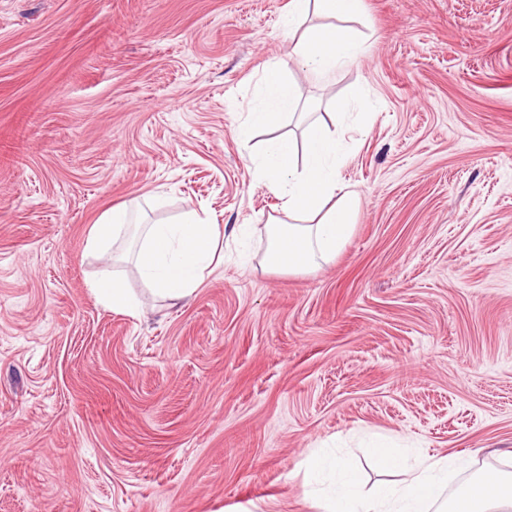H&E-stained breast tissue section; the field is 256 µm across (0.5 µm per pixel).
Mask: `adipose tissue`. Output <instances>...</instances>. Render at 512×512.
Masks as SVG:
<instances>
[{"label": "adipose tissue", "instance_id": "obj_1", "mask_svg": "<svg viewBox=\"0 0 512 512\" xmlns=\"http://www.w3.org/2000/svg\"><path fill=\"white\" fill-rule=\"evenodd\" d=\"M360 9L361 0H291L289 26L312 13L326 20L298 39L292 49L296 63L322 80L356 64L367 47L347 23ZM262 82L266 97L261 109L235 129L244 141L259 130L267 134L252 160V175L278 200L281 215L264 226L262 265L275 272L310 270L335 259L349 239L359 196L339 180L340 141L321 117L310 118L303 140L283 132V119L296 113L299 99L282 67L267 68ZM223 244L221 226L195 211L175 224H134L125 208L114 207L87 230L86 252L104 261L89 287L108 310L137 315L138 301L115 270L130 260L156 296L185 300L223 262ZM367 454L381 468L398 472L399 482L365 492L357 471L337 467L333 495L318 503L322 512H512L511 471L494 480L472 476L451 494L447 487L461 467L456 457L422 456L410 462L384 445Z\"/></svg>", "mask_w": 512, "mask_h": 512}]
</instances>
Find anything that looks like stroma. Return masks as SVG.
I'll list each match as a JSON object with an SVG mask.
<instances>
[{
	"mask_svg": "<svg viewBox=\"0 0 512 512\" xmlns=\"http://www.w3.org/2000/svg\"><path fill=\"white\" fill-rule=\"evenodd\" d=\"M290 0H0V512H318L305 464L380 437L512 458V0H362L359 63L289 65L344 132L354 230L313 271L261 266L277 201L235 127L287 58ZM365 86L369 110L352 102ZM127 204L224 227L192 299L87 282Z\"/></svg>",
	"mask_w": 512,
	"mask_h": 512,
	"instance_id": "stroma-1",
	"label": "stroma"
}]
</instances>
